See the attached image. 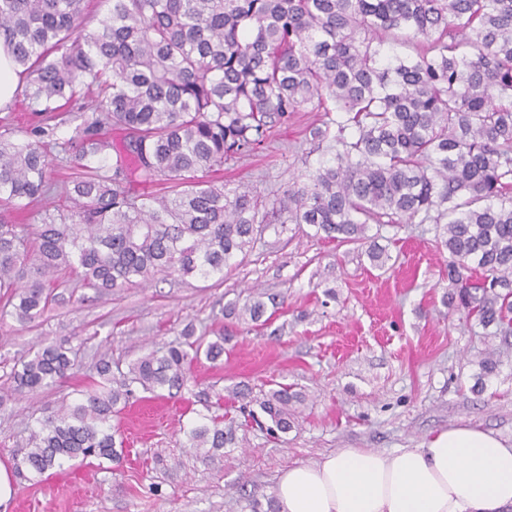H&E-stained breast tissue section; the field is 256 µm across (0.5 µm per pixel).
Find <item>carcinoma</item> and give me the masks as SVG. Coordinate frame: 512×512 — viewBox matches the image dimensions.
Listing matches in <instances>:
<instances>
[{
  "label": "carcinoma",
  "instance_id": "carcinoma-1",
  "mask_svg": "<svg viewBox=\"0 0 512 512\" xmlns=\"http://www.w3.org/2000/svg\"><path fill=\"white\" fill-rule=\"evenodd\" d=\"M106 2L92 26L86 0H0V41L33 111L94 106L61 143L76 167L63 184L69 205L31 233L0 219L1 321L43 316L65 271L100 296L161 273L223 278L256 239L263 201L211 173L309 108L325 113L310 136L327 156L272 202L282 223L342 242L364 239L369 224L443 225L448 308L509 343L512 0ZM50 168L42 142L0 134V210L48 198ZM133 181L169 190L135 193ZM201 354L220 362L224 337L205 343L188 329L125 371L99 358V381L30 431L16 472L116 460L112 417L141 392L184 389ZM76 357L65 340L44 342L11 378L46 389ZM479 367L481 387L498 361ZM234 395L256 404L274 435L291 431L305 401L280 382ZM194 398L205 414L185 432L187 447L213 464L239 444V426L218 414L223 394Z\"/></svg>",
  "mask_w": 512,
  "mask_h": 512
}]
</instances>
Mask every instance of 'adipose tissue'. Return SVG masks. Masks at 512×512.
<instances>
[{
    "mask_svg": "<svg viewBox=\"0 0 512 512\" xmlns=\"http://www.w3.org/2000/svg\"><path fill=\"white\" fill-rule=\"evenodd\" d=\"M280 512H512V445L464 423L418 448H341L288 467Z\"/></svg>",
    "mask_w": 512,
    "mask_h": 512,
    "instance_id": "adipose-tissue-1",
    "label": "adipose tissue"
}]
</instances>
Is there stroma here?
<instances>
[{
  "label": "stroma",
  "mask_w": 512,
  "mask_h": 512,
  "mask_svg": "<svg viewBox=\"0 0 512 512\" xmlns=\"http://www.w3.org/2000/svg\"><path fill=\"white\" fill-rule=\"evenodd\" d=\"M320 112H300L273 128L254 152L224 165L227 187L246 186L273 200L322 156L309 129ZM73 115L31 111L22 95L0 108V133L19 136L43 127L54 180L72 163L61 151ZM432 224L371 225L369 243L324 241L305 224H270L223 279L156 276L145 286L96 297L72 274L59 275L64 303L35 322L0 323V466L13 470L14 450L31 428L78 400L96 379L100 355L127 365L147 348L197 335L224 338V359L191 364V390L214 385L261 389L269 380L291 385L306 401L292 430L271 438L250 422L245 446L225 448L224 462L205 464L185 445L198 420L188 392L147 395L113 417L123 457L100 470L97 460L70 461L52 475L14 478L4 512H270L280 474L340 448L390 451L416 448L448 425L463 422L512 443V347L452 313L445 299L447 251L438 250ZM385 249L376 267L370 245ZM275 298V312L257 323L228 311L250 289ZM69 340L80 350L69 376L39 391L18 389L13 368L41 340ZM495 353L499 366L474 390L478 361Z\"/></svg>",
  "instance_id": "obj_1"
}]
</instances>
